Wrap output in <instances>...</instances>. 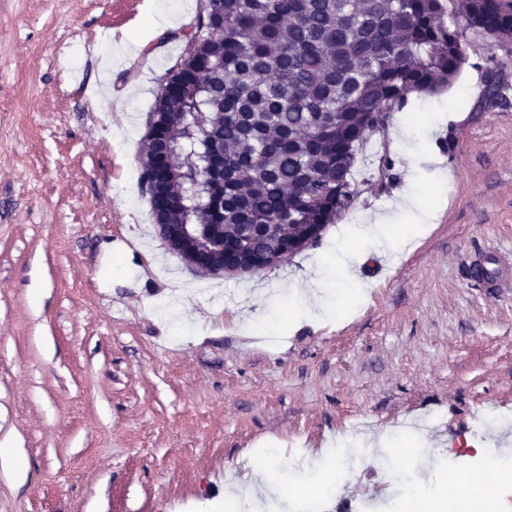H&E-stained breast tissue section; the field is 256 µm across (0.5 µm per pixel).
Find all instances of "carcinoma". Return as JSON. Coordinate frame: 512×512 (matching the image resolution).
Masks as SVG:
<instances>
[{"label": "carcinoma", "mask_w": 512, "mask_h": 512, "mask_svg": "<svg viewBox=\"0 0 512 512\" xmlns=\"http://www.w3.org/2000/svg\"><path fill=\"white\" fill-rule=\"evenodd\" d=\"M474 27L512 30V0H207L153 108L174 119L141 146L157 234L191 237L215 275L333 223L361 145L453 84Z\"/></svg>", "instance_id": "cac0c4a2"}]
</instances>
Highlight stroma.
<instances>
[{"instance_id":"35a3bbf8","label":"stroma","mask_w":512,"mask_h":512,"mask_svg":"<svg viewBox=\"0 0 512 512\" xmlns=\"http://www.w3.org/2000/svg\"><path fill=\"white\" fill-rule=\"evenodd\" d=\"M201 0H0V512H222L278 459L301 512H390L400 469L430 489L503 476L512 423V292L468 274L512 246V46L467 30L468 62L414 124L392 112L358 155L356 197L320 242L244 277L199 275L158 237L139 176L155 93ZM171 18L161 24V15ZM504 62L502 97L477 86ZM414 194L417 243L370 247L377 214ZM364 254L346 274L337 248ZM312 286L327 311L293 295ZM496 458L459 470L463 449ZM335 455L331 476L305 458Z\"/></svg>"}]
</instances>
